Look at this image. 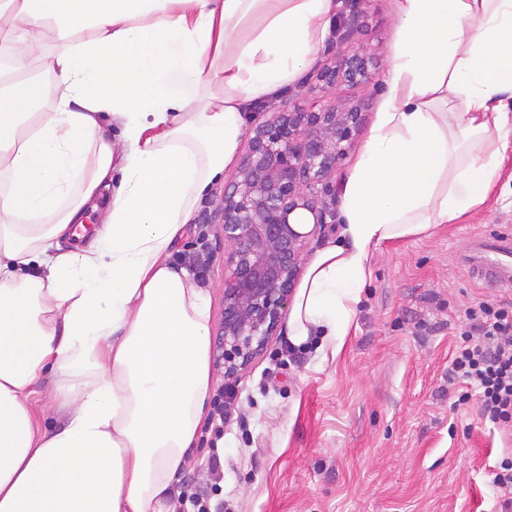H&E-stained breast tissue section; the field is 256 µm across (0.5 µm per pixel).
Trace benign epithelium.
<instances>
[{
  "label": "benign epithelium",
  "instance_id": "obj_1",
  "mask_svg": "<svg viewBox=\"0 0 512 512\" xmlns=\"http://www.w3.org/2000/svg\"><path fill=\"white\" fill-rule=\"evenodd\" d=\"M365 49L338 54L317 73L322 88L374 78ZM363 120L359 104L281 108L248 128V150L224 197L202 223L224 242V379L238 378L265 348L288 306L306 244L336 224V170Z\"/></svg>",
  "mask_w": 512,
  "mask_h": 512
}]
</instances>
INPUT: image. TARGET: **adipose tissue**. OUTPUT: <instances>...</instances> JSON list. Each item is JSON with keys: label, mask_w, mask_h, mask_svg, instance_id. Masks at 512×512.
Instances as JSON below:
<instances>
[{"label": "adipose tissue", "mask_w": 512, "mask_h": 512, "mask_svg": "<svg viewBox=\"0 0 512 512\" xmlns=\"http://www.w3.org/2000/svg\"><path fill=\"white\" fill-rule=\"evenodd\" d=\"M375 124L288 340L340 351L372 251L481 205L512 148V0H394ZM336 0H0V512H170L208 396L209 299L169 260L250 112L299 77ZM85 246L62 248L104 189ZM56 377L61 428L24 396Z\"/></svg>", "instance_id": "ef3b65f1"}]
</instances>
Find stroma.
<instances>
[{"mask_svg": "<svg viewBox=\"0 0 512 512\" xmlns=\"http://www.w3.org/2000/svg\"><path fill=\"white\" fill-rule=\"evenodd\" d=\"M358 3L363 26L346 40L330 32L315 61L365 48L376 57L375 78L326 91L298 81L254 110L261 121L285 104L316 110L364 101L341 180L376 121L397 34L392 0ZM503 229L512 230V150L485 204L460 223L372 252L371 282L337 355L290 348L283 328L271 337L232 384L223 439L200 429L182 485L212 487L213 512H497L502 493L493 478L512 457V424H484L476 400L458 404L462 388L449 385L448 368L467 308L482 301L512 307V288L479 281L464 263L475 237ZM202 231L216 255L202 282L215 356L224 318L223 244L214 227L194 221L176 249L192 252ZM55 393L47 371L26 399L39 431L64 422L48 410ZM215 452L224 471L217 483L209 469Z\"/></svg>", "mask_w": 512, "mask_h": 512, "instance_id": "35a3bbf8", "label": "stroma"}]
</instances>
